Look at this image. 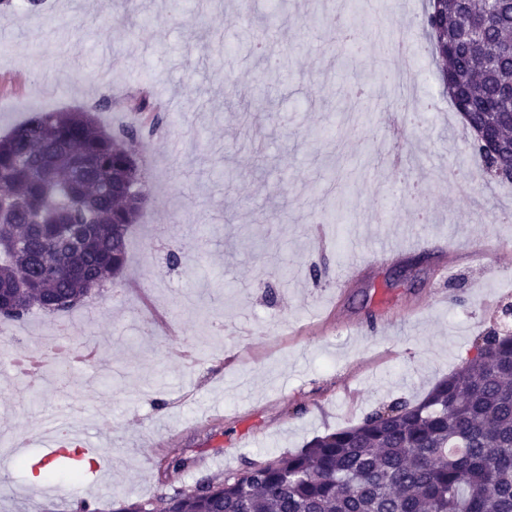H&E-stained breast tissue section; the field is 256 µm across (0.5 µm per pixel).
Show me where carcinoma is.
Wrapping results in <instances>:
<instances>
[{
	"label": "carcinoma",
	"instance_id": "cac0c4a2",
	"mask_svg": "<svg viewBox=\"0 0 512 512\" xmlns=\"http://www.w3.org/2000/svg\"><path fill=\"white\" fill-rule=\"evenodd\" d=\"M470 0H430L422 23L444 92L479 105L512 86V0H496L483 32L487 62L464 46ZM487 174L512 182L486 152L481 127L512 138V98L500 112L462 114ZM142 129L110 133L94 110H36L0 136V319L37 307L69 312L122 273L132 224L149 201L138 163ZM115 512H512V335L484 338L421 400H396L299 451L190 488L173 487Z\"/></svg>",
	"mask_w": 512,
	"mask_h": 512
}]
</instances>
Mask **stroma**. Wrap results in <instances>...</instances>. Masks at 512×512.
I'll return each mask as SVG.
<instances>
[{
  "label": "stroma",
  "instance_id": "35a3bbf8",
  "mask_svg": "<svg viewBox=\"0 0 512 512\" xmlns=\"http://www.w3.org/2000/svg\"><path fill=\"white\" fill-rule=\"evenodd\" d=\"M45 0L40 13L0 11V136L33 110H99L105 130L140 126L130 96L150 92L166 123L146 133L140 164L151 199L129 237L122 282L68 314L39 311L4 329L48 341L61 324L95 344L102 363L46 369L39 404L0 354V512H79L49 496L58 470L33 483L43 417L83 401L73 429L105 434L82 479L91 507L147 501L182 459L176 485L233 472L359 423L397 399L416 401L448 377L512 302V185L455 180L480 160L447 102L433 55L411 54L408 83L374 80L385 45L336 54L328 24L310 29L315 0ZM348 20L427 41V0H324ZM373 82L369 112L342 109L339 85ZM423 113L405 128L403 172L376 166L383 104ZM425 188L383 213L374 194L400 174ZM396 259L381 258L386 242ZM366 259L339 282L344 243ZM460 249L453 267L438 251ZM179 252L180 265L168 262ZM206 358L181 362V342Z\"/></svg>",
  "mask_w": 512,
  "mask_h": 512
}]
</instances>
